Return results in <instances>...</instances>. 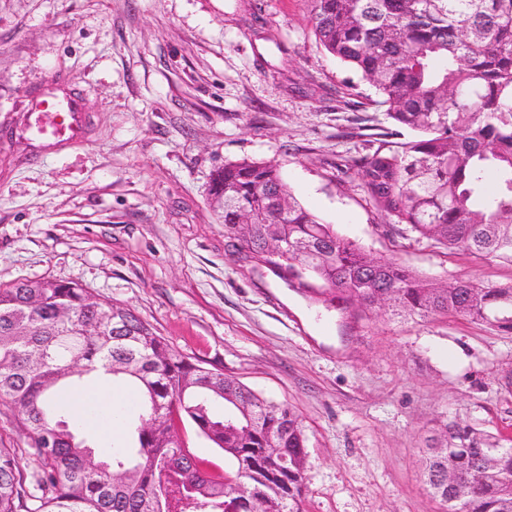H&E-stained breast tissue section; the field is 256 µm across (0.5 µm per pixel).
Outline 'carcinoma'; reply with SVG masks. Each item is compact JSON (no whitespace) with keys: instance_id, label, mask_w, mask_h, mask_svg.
I'll list each match as a JSON object with an SVG mask.
<instances>
[{"instance_id":"carcinoma-1","label":"carcinoma","mask_w":512,"mask_h":512,"mask_svg":"<svg viewBox=\"0 0 512 512\" xmlns=\"http://www.w3.org/2000/svg\"><path fill=\"white\" fill-rule=\"evenodd\" d=\"M320 45L375 89L414 136L352 161L375 207L446 251L512 259V0H312ZM224 237L288 287L340 293L354 315L383 296L399 317L457 315L512 332V285L440 284L374 258L302 206L275 165H224L212 181ZM278 257L261 252L270 247ZM101 315L98 331L80 330ZM112 376L140 399L122 446L99 459L73 407L84 376ZM224 403V412L215 407ZM0 403L15 409L36 468L0 448V512H304L306 434L288 405L175 353L134 312L42 278L0 286ZM224 452L215 473L176 428ZM424 448L430 495L448 512V474L469 479L463 512H512V448L443 424Z\"/></svg>"}]
</instances>
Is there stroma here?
I'll list each match as a JSON object with an SVG mask.
<instances>
[{"mask_svg":"<svg viewBox=\"0 0 512 512\" xmlns=\"http://www.w3.org/2000/svg\"><path fill=\"white\" fill-rule=\"evenodd\" d=\"M310 0H0V284L50 277L122 304L181 356L288 403L304 512H442L420 450L445 422L512 447V333L464 317L354 321L224 238L210 185L243 159L376 257L512 284L376 210L344 160L397 129L318 43ZM74 106L78 133L39 101Z\"/></svg>","mask_w":512,"mask_h":512,"instance_id":"35a3bbf8","label":"stroma"}]
</instances>
